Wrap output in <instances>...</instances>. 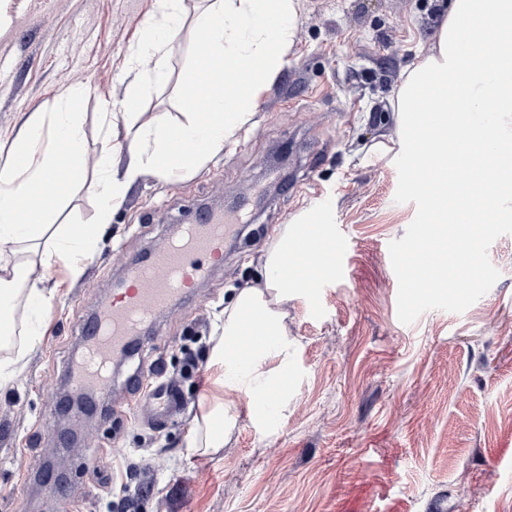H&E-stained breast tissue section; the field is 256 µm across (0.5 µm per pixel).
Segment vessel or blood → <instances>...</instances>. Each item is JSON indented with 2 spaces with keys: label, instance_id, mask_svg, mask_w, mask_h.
Segmentation results:
<instances>
[{
  "label": "vessel or blood",
  "instance_id": "b4317fda",
  "mask_svg": "<svg viewBox=\"0 0 512 512\" xmlns=\"http://www.w3.org/2000/svg\"><path fill=\"white\" fill-rule=\"evenodd\" d=\"M232 230V225L215 218L205 224L183 225L179 240L168 243L147 260L130 265L124 291L103 298L96 319L81 330L87 354L81 372L69 374L70 386L77 391L89 387L110 391L113 359L138 354L141 326L168 311L174 298L187 293L203 276V269L193 264V257L205 255L213 263L222 262L224 238ZM132 405L136 412L160 423L180 408L181 398L176 385L164 381L150 391L140 392Z\"/></svg>",
  "mask_w": 512,
  "mask_h": 512
}]
</instances>
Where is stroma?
<instances>
[{
	"label": "stroma",
	"instance_id": "stroma-1",
	"mask_svg": "<svg viewBox=\"0 0 512 512\" xmlns=\"http://www.w3.org/2000/svg\"><path fill=\"white\" fill-rule=\"evenodd\" d=\"M450 0H295L294 35L283 67L223 150L177 177L145 172L112 213L94 258L77 278L56 264L43 286L51 307L30 349L0 384V512H512V234L489 258L494 286L461 313L430 310L414 323L397 315L398 281L388 245L415 217L395 201L401 86L436 50ZM163 61L169 78L148 79L132 53L159 0H0V150L37 118L77 103L90 154L111 148L110 168L130 162L122 105L142 93L141 121L181 120V72L196 56L195 16ZM322 113L321 125L305 122ZM115 114L104 126L103 113ZM329 199L336 275L281 305L291 354L280 425L257 427L243 400L223 447L191 448L214 390L210 358L184 372L185 350L216 343L224 308L257 283L275 229ZM252 208L197 297L147 327L160 342L113 373L97 414L71 423L88 440L64 462L68 508L39 494L56 460L60 387L80 355L81 327L123 279L128 262L171 240L173 225L231 198ZM162 361L185 403L161 428L137 421L123 390L136 367Z\"/></svg>",
	"mask_w": 512,
	"mask_h": 512
}]
</instances>
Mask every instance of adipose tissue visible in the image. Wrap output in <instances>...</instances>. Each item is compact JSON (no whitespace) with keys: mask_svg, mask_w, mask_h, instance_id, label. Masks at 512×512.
<instances>
[{"mask_svg":"<svg viewBox=\"0 0 512 512\" xmlns=\"http://www.w3.org/2000/svg\"><path fill=\"white\" fill-rule=\"evenodd\" d=\"M293 13V0H213L196 20L197 29L207 33L208 49L183 74L187 80L206 78L210 111L188 110L178 124L158 115L136 127L129 140L135 160L122 176L110 174L107 155L89 156L73 111L80 98L76 92L63 93L65 109L53 114L50 125L32 124L12 146V153L24 154L26 162L0 171V296L25 309L30 337L39 336L50 306L41 272L65 262L72 275H79L82 260L98 247L100 225L110 222L113 208L144 171L163 176L189 171L223 148L247 121L263 82L281 71L279 48L293 36ZM182 20L181 0H161L156 18L142 34L135 60L152 63L154 83L168 79L156 57ZM62 162L69 173L60 180L56 173ZM92 168L100 174L92 186L99 208L83 234L77 225L57 223L56 214ZM301 230L298 224L275 230L260 283L239 289L224 309L223 333L211 357L218 392L207 403L205 428L193 447L223 446L225 429L235 424V397L246 400L251 415L262 423L282 418L280 399L267 397L272 376L288 374V338L279 305L290 287L306 284L298 260L313 250L330 253L335 241L329 224L315 237L302 236ZM250 328L264 335V343L244 345Z\"/></svg>","mask_w":512,"mask_h":512,"instance_id":"1","label":"adipose tissue"}]
</instances>
